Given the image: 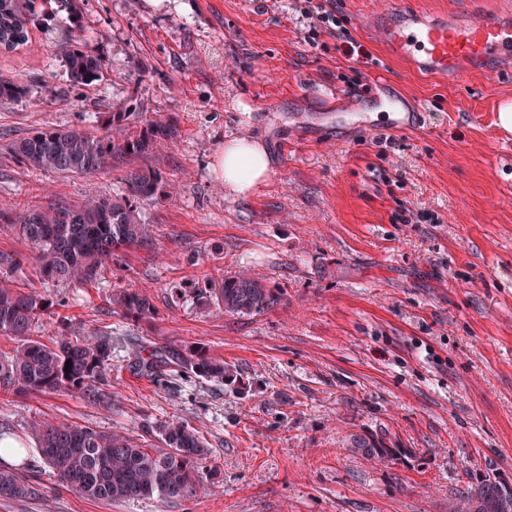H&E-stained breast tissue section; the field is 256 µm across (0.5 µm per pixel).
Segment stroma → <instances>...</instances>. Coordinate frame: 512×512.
Masks as SVG:
<instances>
[{
    "label": "stroma",
    "mask_w": 512,
    "mask_h": 512,
    "mask_svg": "<svg viewBox=\"0 0 512 512\" xmlns=\"http://www.w3.org/2000/svg\"><path fill=\"white\" fill-rule=\"evenodd\" d=\"M359 54L322 35L295 0H79L84 35L104 66L91 86L69 85L61 26L30 27V46L0 53V77L30 82L29 100L0 106V204L112 196L120 170L93 176L29 172L11 143L43 128L102 133L98 112L175 117L179 134L147 164L175 190L145 202L151 241L124 250L95 286L40 280L29 246L0 233V252L23 257L18 283L54 305L77 337L107 335L112 397L0 394V433L22 441L15 467L37 460L34 421L108 433L179 419L212 454L195 495L162 502H95L43 469L36 494L0 499V512H448L476 477L512 476V149L493 123L512 76L467 83L411 73L362 24L376 0H332ZM357 69L361 84L340 74ZM383 74L422 105L428 129L379 143L382 128L299 127L343 95L379 123ZM262 141L267 180L250 198L224 191L213 164L226 140ZM434 224H396L404 209ZM249 268L282 294L280 306L230 317L171 288H208ZM146 290L152 325L112 308L118 286ZM198 344L234 366L235 389L200 377L168 385L130 371L135 341ZM383 441L394 458L349 448Z\"/></svg>",
    "instance_id": "1"
}]
</instances>
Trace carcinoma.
<instances>
[{
	"label": "carcinoma",
	"mask_w": 512,
	"mask_h": 512,
	"mask_svg": "<svg viewBox=\"0 0 512 512\" xmlns=\"http://www.w3.org/2000/svg\"><path fill=\"white\" fill-rule=\"evenodd\" d=\"M77 0H55L51 15L69 24L59 53L75 89L92 84L102 70L101 57L82 34ZM39 14L19 0H0V49L13 51L29 43V25ZM29 93L19 79H0V105ZM104 133L91 136L79 128L41 129L11 146L14 158L29 170L95 175L124 160L144 158L163 147L176 128L170 119H148L140 112H106L99 116ZM173 185L151 168L129 172L115 197H92L82 204L54 200L44 207L21 209L0 204V231H12L31 247V259L41 278L61 285H88L99 270L121 264L125 249L150 240V221L141 203L168 193ZM19 257L0 253V336L16 341L11 355L0 354V391L17 396L82 393L102 395L112 371V338L72 339L65 321L56 322L50 343L31 337L32 327L51 308L36 289L13 284ZM226 315L251 317L279 306L281 293L242 269L217 288L199 290ZM112 306L138 323L157 314L143 290L123 287L112 293ZM134 368L161 377L193 373L234 386L238 375L224 359L204 346L133 350ZM71 368H65L66 361ZM37 455L72 492L90 500L125 503L158 498L184 499L195 493L211 455L205 439L183 421L166 422L134 438L126 428L103 433L88 426L33 423ZM351 447L373 459H387L391 449L382 442L355 437ZM32 493L24 476L0 468V499ZM451 512H512V491L499 477H486L459 497Z\"/></svg>",
	"instance_id": "obj_1"
}]
</instances>
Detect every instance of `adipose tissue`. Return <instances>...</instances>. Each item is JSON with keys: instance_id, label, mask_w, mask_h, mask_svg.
<instances>
[{"instance_id": "adipose-tissue-1", "label": "adipose tissue", "mask_w": 512, "mask_h": 512, "mask_svg": "<svg viewBox=\"0 0 512 512\" xmlns=\"http://www.w3.org/2000/svg\"><path fill=\"white\" fill-rule=\"evenodd\" d=\"M215 174L227 192L246 198L269 173L268 153L262 143L250 140L225 142L217 155Z\"/></svg>"}]
</instances>
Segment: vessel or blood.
<instances>
[{
    "mask_svg": "<svg viewBox=\"0 0 512 512\" xmlns=\"http://www.w3.org/2000/svg\"><path fill=\"white\" fill-rule=\"evenodd\" d=\"M366 22L391 55L409 62L419 74L444 77L455 85L477 73L496 77L512 72L511 9L477 19L454 11L380 9L369 14ZM383 106L392 132H414L427 124L426 112L405 97H387Z\"/></svg>",
    "mask_w": 512,
    "mask_h": 512,
    "instance_id": "b4317fda",
    "label": "vessel or blood"
}]
</instances>
